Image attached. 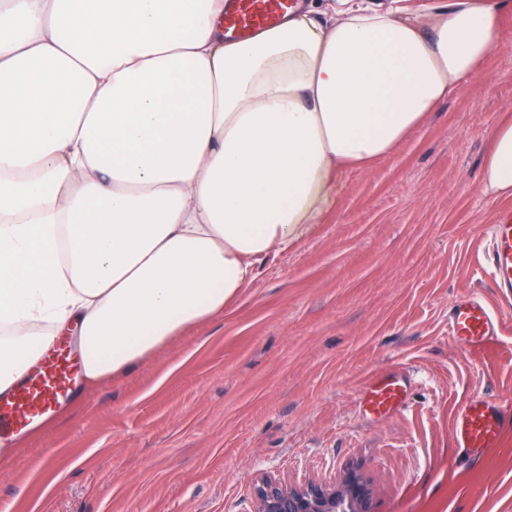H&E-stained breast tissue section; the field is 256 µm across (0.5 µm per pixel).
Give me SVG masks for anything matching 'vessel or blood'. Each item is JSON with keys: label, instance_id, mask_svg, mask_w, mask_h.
Instances as JSON below:
<instances>
[{"label": "vessel or blood", "instance_id": "b4317fda", "mask_svg": "<svg viewBox=\"0 0 512 512\" xmlns=\"http://www.w3.org/2000/svg\"><path fill=\"white\" fill-rule=\"evenodd\" d=\"M294 0H237L224 18L227 36L247 38L273 27ZM486 271L503 295L512 294V211L500 212L488 227ZM500 322L484 301L465 296L455 301L448 314L450 336L466 347H483L494 341ZM72 365L61 356L44 363L9 394L0 395V439L12 438L53 417L61 401L72 393ZM406 384L400 379L370 381L360 399L365 412L387 415L399 411ZM512 422V405L485 398L468 401L454 416L453 433L459 447L483 453L497 447L506 423Z\"/></svg>", "mask_w": 512, "mask_h": 512}]
</instances>
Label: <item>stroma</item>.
Here are the masks:
<instances>
[{"label": "stroma", "mask_w": 512, "mask_h": 512, "mask_svg": "<svg viewBox=\"0 0 512 512\" xmlns=\"http://www.w3.org/2000/svg\"><path fill=\"white\" fill-rule=\"evenodd\" d=\"M509 42L393 154L348 171L318 232L255 269L223 318L130 374L66 401L9 440L0 512H253L263 477L329 481L350 465L376 512H512V427L478 464L452 418L475 397L512 401V299L480 267L512 199L484 195L482 157L512 107ZM481 298L488 348L460 346L448 310ZM410 371L401 411L367 416L371 379Z\"/></svg>", "instance_id": "1"}]
</instances>
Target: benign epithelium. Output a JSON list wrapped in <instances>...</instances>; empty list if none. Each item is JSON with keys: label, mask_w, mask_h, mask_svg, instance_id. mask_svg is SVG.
Wrapping results in <instances>:
<instances>
[{"label": "benign epithelium", "mask_w": 512, "mask_h": 512, "mask_svg": "<svg viewBox=\"0 0 512 512\" xmlns=\"http://www.w3.org/2000/svg\"><path fill=\"white\" fill-rule=\"evenodd\" d=\"M254 512H375V499L364 472L350 466L325 484L293 486L267 478L256 489Z\"/></svg>", "instance_id": "7a95c632"}]
</instances>
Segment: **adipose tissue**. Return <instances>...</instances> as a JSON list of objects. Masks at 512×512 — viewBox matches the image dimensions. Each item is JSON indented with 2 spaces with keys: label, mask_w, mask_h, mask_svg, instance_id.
I'll return each mask as SVG.
<instances>
[{
  "label": "adipose tissue",
  "mask_w": 512,
  "mask_h": 512,
  "mask_svg": "<svg viewBox=\"0 0 512 512\" xmlns=\"http://www.w3.org/2000/svg\"><path fill=\"white\" fill-rule=\"evenodd\" d=\"M507 0H316L245 41L225 0H0V393L59 343L90 390L220 318L506 45ZM484 193L512 198V113Z\"/></svg>",
  "instance_id": "obj_1"
}]
</instances>
